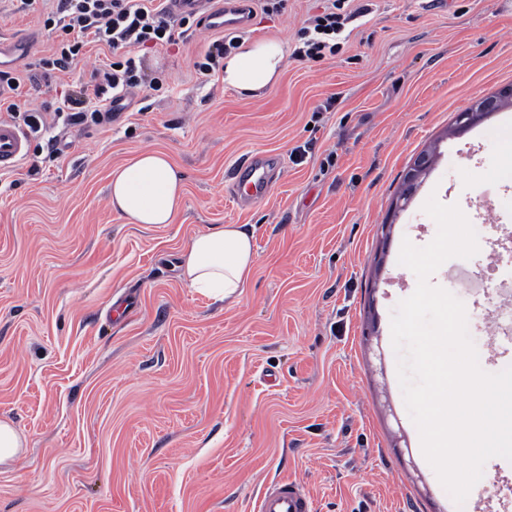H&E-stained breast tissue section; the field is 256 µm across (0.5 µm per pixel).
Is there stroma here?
<instances>
[{
  "label": "stroma",
  "instance_id": "stroma-1",
  "mask_svg": "<svg viewBox=\"0 0 512 512\" xmlns=\"http://www.w3.org/2000/svg\"><path fill=\"white\" fill-rule=\"evenodd\" d=\"M325 0H254L244 42L277 40L283 73L262 96L200 79L218 38L187 25L142 47L145 78L104 126L51 123L0 172V418L26 440L0 464V512H255L265 480L302 483L314 512H512V462L489 459L464 503L426 461L405 406L391 314L416 289L403 240L429 244V196L478 236L471 259L432 276L463 302L488 373L512 364V178L502 169L512 107L455 133L458 113L512 84V0H346L357 11L336 55L293 57ZM44 15L0 0V32L33 37L13 73L27 108L51 113L88 91L112 57L90 47L64 72ZM59 143L56 154L45 149ZM440 157L411 202L390 205L416 155ZM302 146V162L291 156ZM165 152L182 171L174 224L113 212L112 171ZM276 156L269 195L234 201V169ZM215 224L254 225L257 262L231 303L187 288L177 259Z\"/></svg>",
  "mask_w": 512,
  "mask_h": 512
}]
</instances>
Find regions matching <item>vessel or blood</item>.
Masks as SVG:
<instances>
[{"mask_svg":"<svg viewBox=\"0 0 512 512\" xmlns=\"http://www.w3.org/2000/svg\"><path fill=\"white\" fill-rule=\"evenodd\" d=\"M253 0H166L175 16H194L213 32H238L250 24ZM33 46L29 39H0V69L17 64ZM30 136L18 126L0 121V171L15 167L27 154ZM277 162L269 155H254L237 166L242 199L256 203L269 193ZM257 512H313L312 500L294 480L272 479L263 485Z\"/></svg>","mask_w":512,"mask_h":512,"instance_id":"vessel-or-blood-1","label":"vessel or blood"}]
</instances>
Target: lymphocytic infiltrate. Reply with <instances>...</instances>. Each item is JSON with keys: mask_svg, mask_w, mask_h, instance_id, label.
Masks as SVG:
<instances>
[{"mask_svg": "<svg viewBox=\"0 0 512 512\" xmlns=\"http://www.w3.org/2000/svg\"><path fill=\"white\" fill-rule=\"evenodd\" d=\"M57 11L47 13L45 28L57 35L54 52L40 58L38 68L44 72L66 71L86 54L89 44L112 49L114 55L99 71L94 95L95 107H87L84 100L65 96V120L80 126L100 125L112 119V100L108 90L130 92L143 84L135 56L136 48L149 44H174V25H187V18L172 22L164 0H60ZM341 0H332L321 14L309 20L308 26L298 32L294 57L301 60H319L336 54L339 37L354 12L340 9Z\"/></svg>", "mask_w": 512, "mask_h": 512, "instance_id": "lymphocytic-infiltrate-1", "label": "lymphocytic infiltrate"}]
</instances>
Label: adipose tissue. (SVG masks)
Wrapping results in <instances>:
<instances>
[{
    "label": "adipose tissue",
    "instance_id": "adipose-tissue-1",
    "mask_svg": "<svg viewBox=\"0 0 512 512\" xmlns=\"http://www.w3.org/2000/svg\"><path fill=\"white\" fill-rule=\"evenodd\" d=\"M285 50L269 40L242 46L224 60V85L261 94L279 78ZM113 211L132 224H171L184 201L180 170L161 151H142L113 170L108 186ZM183 283L214 300H232L248 287L256 262L254 233L239 224H216L195 235L180 256Z\"/></svg>",
    "mask_w": 512,
    "mask_h": 512
}]
</instances>
